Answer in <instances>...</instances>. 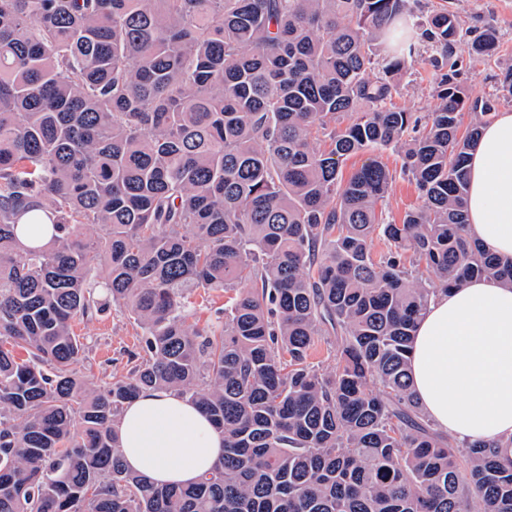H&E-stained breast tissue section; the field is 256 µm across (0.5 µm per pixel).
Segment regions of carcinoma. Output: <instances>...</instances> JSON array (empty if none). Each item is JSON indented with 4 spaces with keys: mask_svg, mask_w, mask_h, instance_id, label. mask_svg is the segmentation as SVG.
<instances>
[{
    "mask_svg": "<svg viewBox=\"0 0 512 512\" xmlns=\"http://www.w3.org/2000/svg\"><path fill=\"white\" fill-rule=\"evenodd\" d=\"M411 0H0V512H512L496 447L433 432L409 345L431 294L512 261L467 240L454 14ZM492 60L490 28L470 30ZM440 51V103L387 106ZM378 74H372L373 70ZM411 135L422 204L386 224L391 172L341 163ZM44 213L48 243L20 216ZM390 249L374 257L372 235ZM194 288L224 319L185 325ZM114 305L146 359L96 386L76 321ZM336 336V366L308 362ZM146 387L224 430L190 488L129 472L112 434Z\"/></svg>",
    "mask_w": 512,
    "mask_h": 512,
    "instance_id": "carcinoma-1",
    "label": "carcinoma"
}]
</instances>
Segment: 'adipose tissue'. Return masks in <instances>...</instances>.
<instances>
[{
  "instance_id": "ef3b65f1",
  "label": "adipose tissue",
  "mask_w": 512,
  "mask_h": 512,
  "mask_svg": "<svg viewBox=\"0 0 512 512\" xmlns=\"http://www.w3.org/2000/svg\"><path fill=\"white\" fill-rule=\"evenodd\" d=\"M466 236L512 258V111L484 124L468 160ZM412 392L458 446L500 443L512 465V288L473 279L430 296L410 348ZM124 463L158 485L185 486L221 456L224 436L176 391L146 389L113 425Z\"/></svg>"
}]
</instances>
